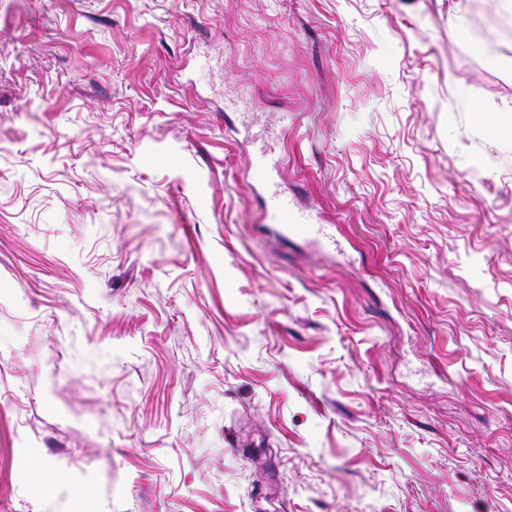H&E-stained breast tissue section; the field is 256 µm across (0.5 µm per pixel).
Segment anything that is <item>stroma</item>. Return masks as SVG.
I'll use <instances>...</instances> for the list:
<instances>
[{"label":"stroma","mask_w":512,"mask_h":512,"mask_svg":"<svg viewBox=\"0 0 512 512\" xmlns=\"http://www.w3.org/2000/svg\"><path fill=\"white\" fill-rule=\"evenodd\" d=\"M486 112L495 0H0V512H512ZM252 170L256 182L271 189L268 196L267 208L270 219L280 224L285 231L297 230L301 224H309L315 219L312 213L306 215L299 213L288 196L282 195L275 187V165L267 155L266 150L253 153Z\"/></svg>","instance_id":"stroma-1"}]
</instances>
